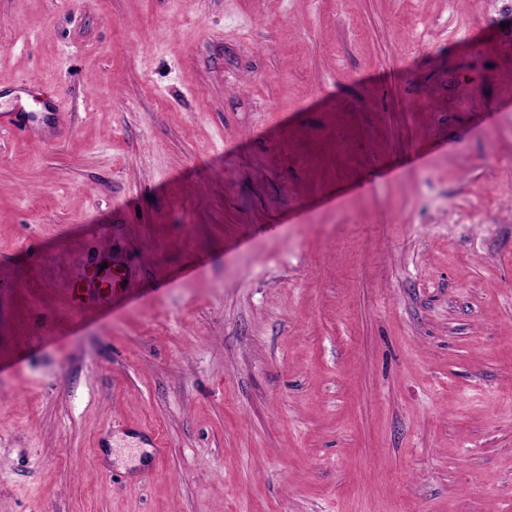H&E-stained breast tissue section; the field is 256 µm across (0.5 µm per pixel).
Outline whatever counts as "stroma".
Masks as SVG:
<instances>
[{
	"instance_id": "obj_1",
	"label": "stroma",
	"mask_w": 512,
	"mask_h": 512,
	"mask_svg": "<svg viewBox=\"0 0 512 512\" xmlns=\"http://www.w3.org/2000/svg\"><path fill=\"white\" fill-rule=\"evenodd\" d=\"M0 108V512H512V0H0ZM107 268L100 270V265ZM86 269L79 281L73 286V301L81 306L94 307L100 304L112 291L124 284L125 273L116 261H105Z\"/></svg>"
}]
</instances>
